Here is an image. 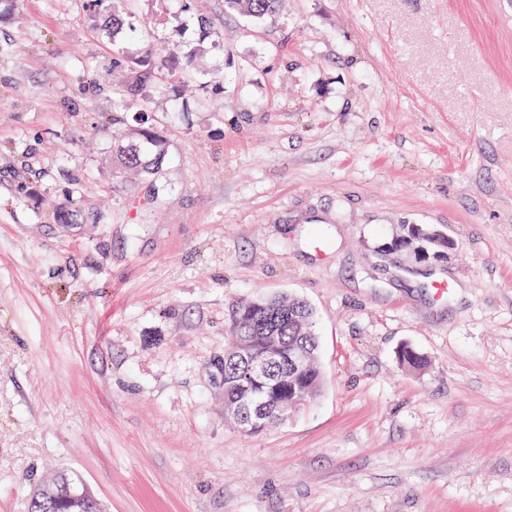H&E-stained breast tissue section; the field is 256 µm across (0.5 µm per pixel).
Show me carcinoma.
Instances as JSON below:
<instances>
[{"mask_svg":"<svg viewBox=\"0 0 512 512\" xmlns=\"http://www.w3.org/2000/svg\"><path fill=\"white\" fill-rule=\"evenodd\" d=\"M279 0H225L240 14L255 24L275 12ZM201 49L182 51L178 48L149 45L136 57L117 53L112 67L127 73L123 96H137L140 100L138 121L148 123L149 98L143 95L145 87L153 84L159 75L156 58L163 56L167 61L165 77L173 82H182L194 68ZM142 143L133 144L120 154L121 168L135 170L139 174H154L155 168L164 156L163 140L150 127L138 129ZM275 331L280 337L279 354L288 355L293 348H303L308 360L303 368L283 376L280 369L252 380L256 403L262 405L264 415L254 425L244 431L258 433L268 427L282 423L285 405H295L301 399H312L323 382V374L318 362V336L315 330L314 313L310 306L297 298L269 297L257 295L251 300L232 307L230 334L246 338L250 343V353L255 359L267 356L270 346L265 336ZM399 359L409 369L421 370L426 365L425 358L412 347L405 345L399 351ZM251 374L249 361L224 349V400L235 395V385ZM28 512H104L103 504L81 479L69 472L56 475L55 484L50 490L41 485L29 497Z\"/></svg>","mask_w":512,"mask_h":512,"instance_id":"1","label":"carcinoma"}]
</instances>
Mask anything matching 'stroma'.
I'll use <instances>...</instances> for the list:
<instances>
[{"label": "stroma", "instance_id": "1", "mask_svg": "<svg viewBox=\"0 0 512 512\" xmlns=\"http://www.w3.org/2000/svg\"><path fill=\"white\" fill-rule=\"evenodd\" d=\"M188 4L136 0V39L0 6V512L60 468L108 512H512V0ZM149 43L201 53L134 181L88 83ZM259 293L312 306L323 385L248 435L224 336ZM280 0H225L240 14L248 17L255 24H260L263 20L275 12L277 3ZM390 247L392 249L408 248L417 256V259H441L445 256L446 238L437 230L424 229L419 225H412L409 235L395 237Z\"/></svg>", "mask_w": 512, "mask_h": 512}]
</instances>
